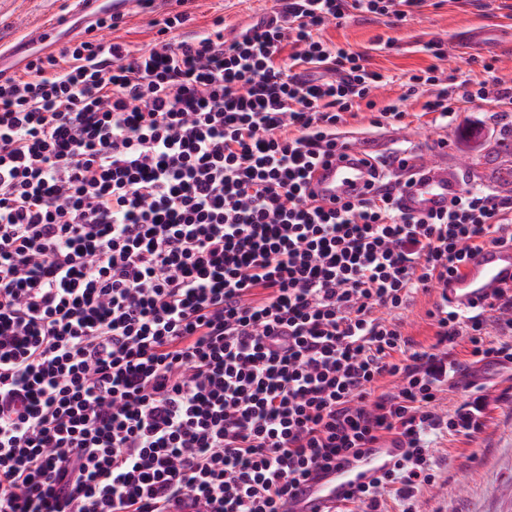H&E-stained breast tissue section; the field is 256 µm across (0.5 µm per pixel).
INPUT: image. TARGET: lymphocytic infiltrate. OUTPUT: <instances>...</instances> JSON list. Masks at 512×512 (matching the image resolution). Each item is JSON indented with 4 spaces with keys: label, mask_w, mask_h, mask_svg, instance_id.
Segmentation results:
<instances>
[{
    "label": "lymphocytic infiltrate",
    "mask_w": 512,
    "mask_h": 512,
    "mask_svg": "<svg viewBox=\"0 0 512 512\" xmlns=\"http://www.w3.org/2000/svg\"><path fill=\"white\" fill-rule=\"evenodd\" d=\"M176 2L148 49L101 19V37L0 80V512H169L183 495L282 512L314 471L394 435L400 458L347 498L382 512L388 488L432 482L428 434L480 431L483 386L435 403L468 363H512L495 337L512 295L435 305L426 346L384 313L512 243V197L405 213L403 147L368 159L381 193L327 208L307 188L359 108L405 117L377 107L383 74L318 30L426 0H274L229 41L220 17L177 37ZM413 82L441 121L512 102V85L449 93L433 66Z\"/></svg>",
    "instance_id": "f902f5d3"
}]
</instances>
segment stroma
<instances>
[{"label": "stroma", "instance_id": "obj_1", "mask_svg": "<svg viewBox=\"0 0 512 512\" xmlns=\"http://www.w3.org/2000/svg\"><path fill=\"white\" fill-rule=\"evenodd\" d=\"M271 5V0H192L185 30L200 31L220 16L229 38ZM176 8L175 0L137 8L119 21L112 36L134 51L149 48L158 38L155 20ZM66 10L65 0H0V44L11 47L25 27L49 22ZM473 26L481 29L477 44L463 36ZM321 36L330 44L367 55L370 66L389 80L376 98L378 106L394 103L407 114L404 128L395 130L374 127L370 113H359L349 126L353 143L377 155L404 145L412 159L436 158L456 168L465 188L512 195V104L464 103L456 121L442 127L422 112L426 89L408 92L411 76L432 65L457 82L512 85V0H426L421 14L406 21L353 15L324 27ZM433 40L443 44L441 59L425 50ZM488 60L495 63L490 72L482 67ZM434 302V292H418L401 314L408 336L424 345L433 341L427 313ZM469 377L488 386L482 431L471 437H434L433 483L421 487L408 502L386 493L385 512H403L409 506L414 512H512V367L494 361L472 364Z\"/></svg>", "mask_w": 512, "mask_h": 512}]
</instances>
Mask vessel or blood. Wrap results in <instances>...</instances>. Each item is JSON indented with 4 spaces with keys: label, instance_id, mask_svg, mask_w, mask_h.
<instances>
[{
    "label": "vessel or blood",
    "instance_id": "vessel-or-blood-1",
    "mask_svg": "<svg viewBox=\"0 0 512 512\" xmlns=\"http://www.w3.org/2000/svg\"><path fill=\"white\" fill-rule=\"evenodd\" d=\"M60 16L32 31L10 50L19 55L36 44L55 39L68 23ZM360 148L337 151L335 158L318 164L311 184L320 197L350 200L363 189L368 173L357 162ZM462 191L458 173L442 163H430L407 176L400 190L399 205L413 215L447 210ZM512 288V244L489 245L471 257L460 275L453 278L445 294L449 308L468 312ZM404 450L403 443L389 438L363 449L358 456H347L328 469L317 471L288 496L284 512H334L357 487L367 484L388 470Z\"/></svg>",
    "mask_w": 512,
    "mask_h": 512
}]
</instances>
